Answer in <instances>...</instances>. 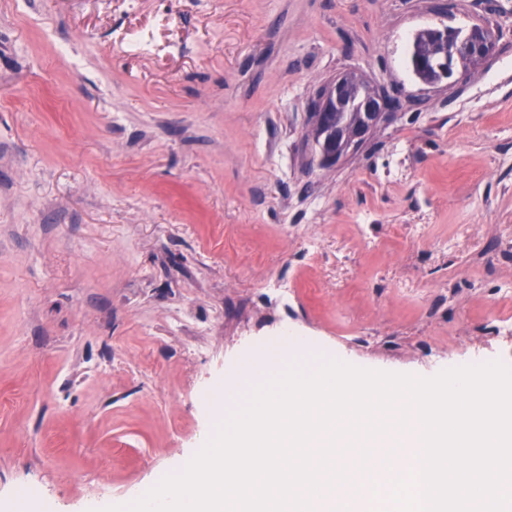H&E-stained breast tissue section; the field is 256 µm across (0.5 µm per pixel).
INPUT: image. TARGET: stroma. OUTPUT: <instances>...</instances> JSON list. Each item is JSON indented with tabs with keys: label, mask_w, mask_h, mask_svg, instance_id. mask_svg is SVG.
<instances>
[{
	"label": "stroma",
	"mask_w": 512,
	"mask_h": 512,
	"mask_svg": "<svg viewBox=\"0 0 512 512\" xmlns=\"http://www.w3.org/2000/svg\"><path fill=\"white\" fill-rule=\"evenodd\" d=\"M0 0V501L91 512L216 424L205 395L285 332L316 362H491L512 316V0ZM494 52L429 88L424 29ZM394 86L320 166L309 103ZM293 276L296 299L265 284ZM454 283L451 304L443 287Z\"/></svg>",
	"instance_id": "obj_1"
}]
</instances>
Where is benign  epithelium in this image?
Masks as SVG:
<instances>
[{"mask_svg": "<svg viewBox=\"0 0 512 512\" xmlns=\"http://www.w3.org/2000/svg\"><path fill=\"white\" fill-rule=\"evenodd\" d=\"M439 44H453L455 53L473 59L490 54L492 43L470 30L446 26L434 29ZM412 67L423 73L429 68L437 69L443 79L452 84L463 79V72L448 60V54L439 59H414ZM349 73L339 74L321 87L310 104L312 125L318 129L316 142L319 164L333 166L362 146L382 124L393 116L397 102L386 91L366 80L356 88L348 86Z\"/></svg>", "mask_w": 512, "mask_h": 512, "instance_id": "benign-epithelium-1", "label": "benign epithelium"}]
</instances>
